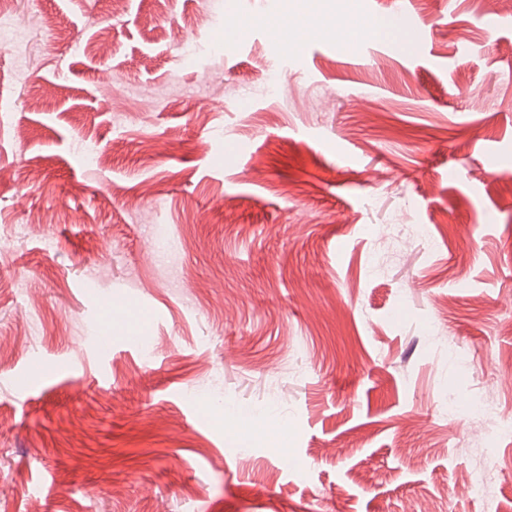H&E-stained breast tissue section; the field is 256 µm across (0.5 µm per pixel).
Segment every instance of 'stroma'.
<instances>
[{
    "instance_id": "stroma-1",
    "label": "stroma",
    "mask_w": 512,
    "mask_h": 512,
    "mask_svg": "<svg viewBox=\"0 0 512 512\" xmlns=\"http://www.w3.org/2000/svg\"><path fill=\"white\" fill-rule=\"evenodd\" d=\"M0 5V512H483L472 468L512 512V438L444 411L512 420V14L288 52L296 0ZM428 235V228L425 224H389L386 226V242L394 243L404 236H415L425 238Z\"/></svg>"
}]
</instances>
